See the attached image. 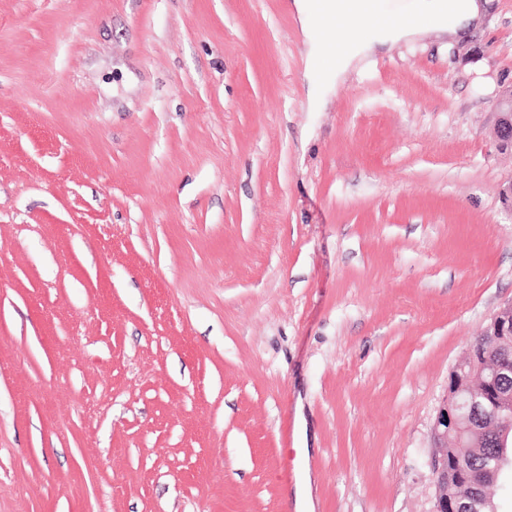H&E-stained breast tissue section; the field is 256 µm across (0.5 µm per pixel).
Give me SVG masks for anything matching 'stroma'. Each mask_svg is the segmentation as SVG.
<instances>
[{"instance_id":"1","label":"stroma","mask_w":512,"mask_h":512,"mask_svg":"<svg viewBox=\"0 0 512 512\" xmlns=\"http://www.w3.org/2000/svg\"><path fill=\"white\" fill-rule=\"evenodd\" d=\"M290 2L0 0V512H432L512 0L316 86ZM311 474L308 459L304 463L303 471L297 481L295 506L298 512H310L313 510V502L310 493Z\"/></svg>"}]
</instances>
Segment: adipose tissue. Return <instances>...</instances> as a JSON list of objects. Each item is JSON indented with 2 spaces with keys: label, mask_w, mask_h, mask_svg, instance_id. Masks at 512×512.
I'll return each mask as SVG.
<instances>
[{
  "label": "adipose tissue",
  "mask_w": 512,
  "mask_h": 512,
  "mask_svg": "<svg viewBox=\"0 0 512 512\" xmlns=\"http://www.w3.org/2000/svg\"><path fill=\"white\" fill-rule=\"evenodd\" d=\"M307 35L306 79L314 84L337 79L358 57L374 46L409 38L424 23L437 25L455 35L481 20L485 0H414V21H378L369 0H292ZM335 28L336 43L311 41L318 25Z\"/></svg>",
  "instance_id": "ef3b65f1"
}]
</instances>
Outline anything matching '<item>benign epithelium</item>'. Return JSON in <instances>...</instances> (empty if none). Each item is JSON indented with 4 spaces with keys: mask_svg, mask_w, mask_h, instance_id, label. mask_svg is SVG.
<instances>
[{
    "mask_svg": "<svg viewBox=\"0 0 512 512\" xmlns=\"http://www.w3.org/2000/svg\"><path fill=\"white\" fill-rule=\"evenodd\" d=\"M496 137L499 145L512 147V86L498 100ZM497 356L491 378L481 388L475 381L486 368L488 356ZM512 377V300L493 314L469 358L457 364L448 377V388L432 427L430 469L435 489L433 512H495L488 493L490 477L512 463V394L505 391ZM489 445L496 449L495 468L461 466L458 448Z\"/></svg>",
    "mask_w": 512,
    "mask_h": 512,
    "instance_id": "obj_1",
    "label": "benign epithelium"
}]
</instances>
